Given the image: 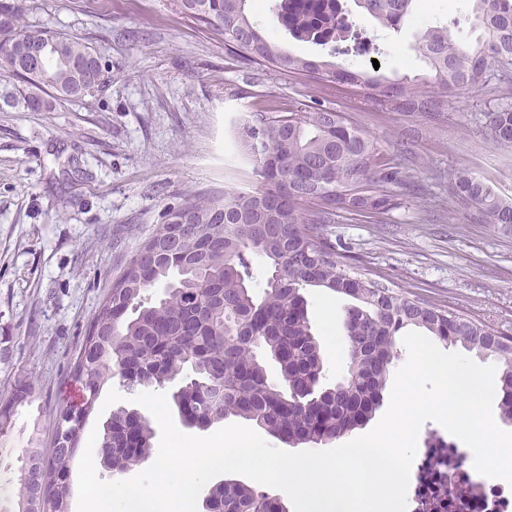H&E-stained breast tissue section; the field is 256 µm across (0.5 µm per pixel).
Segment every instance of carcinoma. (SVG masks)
<instances>
[{"instance_id":"cac0c4a2","label":"carcinoma","mask_w":512,"mask_h":512,"mask_svg":"<svg viewBox=\"0 0 512 512\" xmlns=\"http://www.w3.org/2000/svg\"><path fill=\"white\" fill-rule=\"evenodd\" d=\"M35 0H0V61L35 88L61 100L98 89L88 71L103 74L97 53L83 42L26 22ZM251 0H175L180 14L203 26L225 51L247 64L303 76L324 89L360 96L377 112H399L415 128L448 119V98L497 85V105L484 135L512 149V0H472L482 33L462 47L446 26H430L416 49L425 77L389 80L321 57L303 58L265 37ZM396 31L415 0H355ZM270 11L289 34L329 47L328 55H360L371 41L350 29L337 0H273ZM240 151L254 162L259 184L250 192L225 189L194 195L168 211L164 224L131 257L93 320L75 361L72 381L82 392L64 408L81 419L70 445L50 454L31 438L23 449L15 512H69L71 464L102 388L117 378L130 387L176 385L181 421L207 429L229 417L254 422L287 444L326 445L363 426L381 406L400 353L397 334L414 326L449 346L496 362L501 418L512 422V340L482 322L399 296L338 260L320 237L336 211L385 213L395 186L413 187L407 170L381 161L374 141L345 115L316 101L300 112L256 110L234 128ZM448 197L473 209V219L512 232V198L487 180L458 170ZM184 225L180 239L171 225ZM267 278L255 291L252 258ZM163 288L162 296L146 293ZM325 288L349 299L343 325L349 346L345 374L327 382L324 354L312 330L304 290ZM277 375L271 376L269 365ZM31 386L20 380L0 405V437ZM154 428L124 407L103 426L97 457L123 472L148 459ZM46 499H33L39 485ZM277 499L226 481L208 488L207 512H261Z\"/></svg>"}]
</instances>
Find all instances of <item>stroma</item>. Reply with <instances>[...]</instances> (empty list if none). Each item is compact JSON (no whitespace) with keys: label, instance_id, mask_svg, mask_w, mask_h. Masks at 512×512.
<instances>
[{"label":"stroma","instance_id":"1","mask_svg":"<svg viewBox=\"0 0 512 512\" xmlns=\"http://www.w3.org/2000/svg\"><path fill=\"white\" fill-rule=\"evenodd\" d=\"M32 25L79 39L105 67L93 95L27 110L30 87L0 68V403L18 380L32 387L13 426L0 438V512H12L19 483L17 449L38 437L53 446L71 370L102 302L131 256L163 224L168 208L197 191L248 189L257 176L233 143L236 115L272 104L288 110L314 98L317 86L229 57L223 44L186 20L173 0H37ZM374 53L354 56L363 70L394 80L425 74L415 49L421 29L447 24L459 42L481 35L470 0H417L399 31L377 23L354 0H341ZM262 34L300 56L320 46L281 28L267 0H253ZM396 167L412 169L429 198L421 209L397 187L396 207L376 216L340 211L322 237L365 277L396 294L477 319L512 336V234L475 222L448 198V177L466 168L512 198V152L483 134L496 105L491 88L448 100V120L402 141L410 123L373 112L360 100L329 95ZM309 316L324 344L328 381L346 370L345 302L307 290ZM337 344H330V336Z\"/></svg>","mask_w":512,"mask_h":512}]
</instances>
